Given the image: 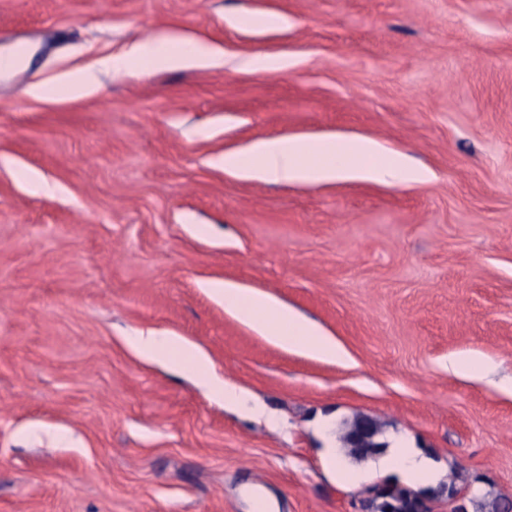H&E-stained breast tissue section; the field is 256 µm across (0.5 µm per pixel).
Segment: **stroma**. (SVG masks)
<instances>
[{
	"label": "stroma",
	"mask_w": 512,
	"mask_h": 512,
	"mask_svg": "<svg viewBox=\"0 0 512 512\" xmlns=\"http://www.w3.org/2000/svg\"><path fill=\"white\" fill-rule=\"evenodd\" d=\"M287 26H230L231 15ZM160 34L216 66L151 69ZM0 512H354L319 423L363 413L512 498V0H0ZM254 55L292 59L266 72ZM99 91L54 94L99 70ZM359 134L433 178L268 183L224 152ZM344 345L287 352L203 289ZM208 355L263 413L128 344ZM490 361L461 375L450 359ZM202 287L211 298L224 303V311L249 326L273 345L285 350H304L330 362H345L342 344L287 305L257 292H247L223 279H209Z\"/></svg>",
	"instance_id": "35a3bbf8"
}]
</instances>
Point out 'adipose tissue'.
I'll use <instances>...</instances> for the list:
<instances>
[{
	"label": "adipose tissue",
	"mask_w": 512,
	"mask_h": 512,
	"mask_svg": "<svg viewBox=\"0 0 512 512\" xmlns=\"http://www.w3.org/2000/svg\"><path fill=\"white\" fill-rule=\"evenodd\" d=\"M139 56L154 68L208 66L223 59L221 49L191 43L173 51L164 38L142 44ZM225 171L241 177L276 183L322 184L344 181H371L386 185L410 186L430 179L429 170L415 166L401 152L389 151L375 139L336 134L322 137L284 136L254 142L247 150L228 151L220 159ZM211 298L223 303L224 311L249 326L273 345L285 350H304L314 357L344 362L348 354L342 344L287 305L270 296L248 292L222 279L204 281ZM130 345L143 359L170 360L181 357L187 368L226 403L257 415L261 409L250 404L246 394L209 372V359L194 343L157 331L131 337ZM381 468L396 473L411 488H435L445 472L404 437L391 439Z\"/></svg>",
	"instance_id": "adipose-tissue-1"
}]
</instances>
